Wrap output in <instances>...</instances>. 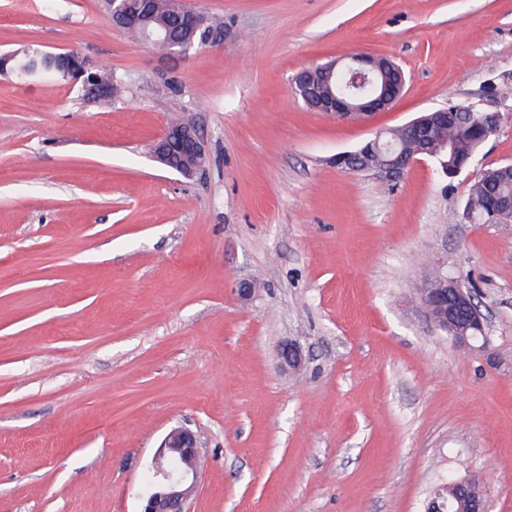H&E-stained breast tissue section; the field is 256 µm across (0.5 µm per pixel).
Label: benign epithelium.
Listing matches in <instances>:
<instances>
[{"label":"benign epithelium","instance_id":"obj_1","mask_svg":"<svg viewBox=\"0 0 512 512\" xmlns=\"http://www.w3.org/2000/svg\"><path fill=\"white\" fill-rule=\"evenodd\" d=\"M126 0H112V23L119 29L131 27L132 15L125 6ZM174 14L183 27L196 32L204 27L206 18L185 0H174ZM72 60L70 77L87 76L92 81L95 75L87 73L86 61L78 53H67ZM321 83L309 88L307 100L318 112H325L339 119L357 117L367 119L377 112L388 109L404 92L406 79L394 85L387 94L380 81L389 80L394 73H402L387 56L357 54L349 60L336 59L323 65ZM153 157L166 167L184 175L199 171L205 160L203 145L191 126L170 127L154 142ZM357 172L373 175L378 181L390 186L401 179L404 170L390 165L372 167L361 165ZM418 302L431 323L439 330L451 332L459 345L471 346L477 337L457 328L453 310L448 303L470 304L472 293L458 281L448 282V274L440 276V286L435 288L423 284L419 289ZM282 364L298 369L304 361L301 346L293 341L280 350ZM200 444L196 434L187 427L171 429L164 437L153 461L149 490L145 492L141 512H184L186 502L197 492V465ZM468 488L471 512H487L485 483L470 479L460 481Z\"/></svg>","mask_w":512,"mask_h":512}]
</instances>
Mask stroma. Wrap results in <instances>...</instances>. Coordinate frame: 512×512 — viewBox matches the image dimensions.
<instances>
[{"label": "stroma", "mask_w": 512, "mask_h": 512, "mask_svg": "<svg viewBox=\"0 0 512 512\" xmlns=\"http://www.w3.org/2000/svg\"><path fill=\"white\" fill-rule=\"evenodd\" d=\"M190 2L212 35L169 57L103 0H0V52L74 49L116 89L0 72V512H139L178 426L200 441L186 512H423L451 476L512 512V223L464 215L512 163V0ZM359 53L404 70L390 110L295 95ZM452 101L504 116L459 176L337 167ZM179 118L206 153L191 177L152 155ZM436 264L474 289L486 347L419 307ZM124 2H126V0H112V23L115 27L119 29H126L125 31L127 33L142 41V35L140 34L139 27H141V25L143 24H147L148 22H141L135 27H132L134 26L135 23L131 25L129 22L133 18V16L127 10Z\"/></svg>", "instance_id": "35a3bbf8"}]
</instances>
